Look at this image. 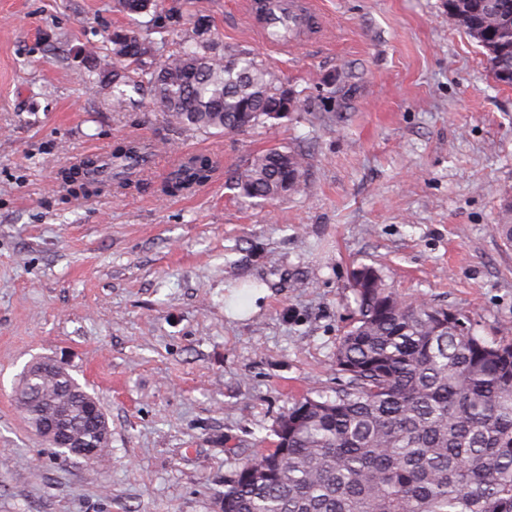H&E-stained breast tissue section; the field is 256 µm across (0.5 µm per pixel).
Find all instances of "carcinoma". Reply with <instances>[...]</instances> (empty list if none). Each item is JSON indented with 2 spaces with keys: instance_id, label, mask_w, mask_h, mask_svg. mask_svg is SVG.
I'll use <instances>...</instances> for the list:
<instances>
[{
  "instance_id": "1",
  "label": "carcinoma",
  "mask_w": 512,
  "mask_h": 512,
  "mask_svg": "<svg viewBox=\"0 0 512 512\" xmlns=\"http://www.w3.org/2000/svg\"><path fill=\"white\" fill-rule=\"evenodd\" d=\"M142 14L157 0H117ZM448 13L483 49L494 78L512 85V0H448ZM176 30L172 6L155 16ZM110 54L92 52L88 87L110 66L113 97L121 86L147 92L177 128L217 134L252 130L292 112L296 97L280 76L246 50L214 54L199 43L152 59L137 33L116 28ZM150 150L118 143L107 158L86 156L62 172L75 193L130 185ZM219 161L206 154L180 159L163 192L178 196L208 182ZM306 154L270 149L248 159L233 185L249 198L274 201L282 182L303 176ZM356 318L336 347L346 381L333 397L306 396L277 422L274 448L247 463L218 498L219 512H512V341L475 334L467 317L400 299L380 271L353 289ZM16 391L32 399L25 418L35 432L58 414L69 432L107 452V421L90 428L83 407L97 399L73 377L22 375Z\"/></svg>"
}]
</instances>
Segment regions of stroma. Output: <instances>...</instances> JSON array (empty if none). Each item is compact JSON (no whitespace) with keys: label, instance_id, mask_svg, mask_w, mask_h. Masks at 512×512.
Here are the masks:
<instances>
[{"label":"stroma","instance_id":"stroma-1","mask_svg":"<svg viewBox=\"0 0 512 512\" xmlns=\"http://www.w3.org/2000/svg\"><path fill=\"white\" fill-rule=\"evenodd\" d=\"M184 24L114 0H0V512H218L216 495L306 395L335 394L350 272L378 268L407 301L512 337V86L496 81L448 0H317L311 47L252 36L245 0H178ZM205 40L251 50L297 97L247 132L172 126L143 92L85 87L83 50L117 27L165 56ZM136 136L159 149L142 188L74 195L75 157ZM307 156L275 203L228 189L272 147ZM224 169L175 197L177 153ZM62 362L98 399L111 448L61 457L13 401L20 373Z\"/></svg>","mask_w":512,"mask_h":512}]
</instances>
